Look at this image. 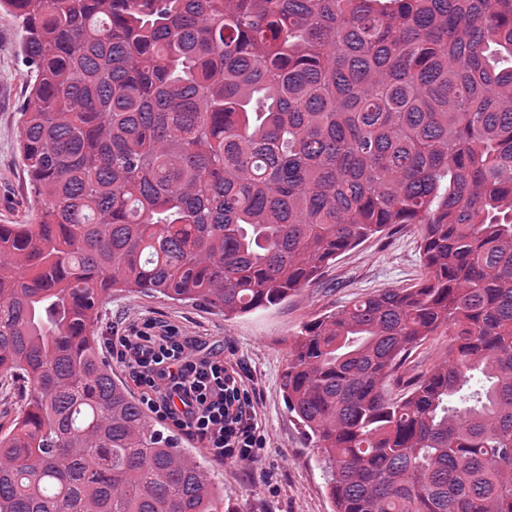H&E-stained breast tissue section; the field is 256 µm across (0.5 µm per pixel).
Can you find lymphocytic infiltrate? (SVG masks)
<instances>
[{"mask_svg": "<svg viewBox=\"0 0 512 512\" xmlns=\"http://www.w3.org/2000/svg\"><path fill=\"white\" fill-rule=\"evenodd\" d=\"M107 343L155 420L199 441L213 460L255 463L263 445L256 411L241 374L223 358L203 353L178 327L151 319L114 330Z\"/></svg>", "mask_w": 512, "mask_h": 512, "instance_id": "lymphocytic-infiltrate-1", "label": "lymphocytic infiltrate"}]
</instances>
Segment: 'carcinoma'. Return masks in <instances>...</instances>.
<instances>
[{
  "label": "carcinoma",
  "mask_w": 512,
  "mask_h": 512,
  "mask_svg": "<svg viewBox=\"0 0 512 512\" xmlns=\"http://www.w3.org/2000/svg\"><path fill=\"white\" fill-rule=\"evenodd\" d=\"M38 221L0 226V512H224L101 361L99 308L235 317L402 224L426 274L288 339L334 512H512V0H0ZM437 365L399 370L432 337ZM17 387L14 389L1 388L0 384V432L7 431L20 409V400L17 396Z\"/></svg>",
  "instance_id": "carcinoma-1"
}]
</instances>
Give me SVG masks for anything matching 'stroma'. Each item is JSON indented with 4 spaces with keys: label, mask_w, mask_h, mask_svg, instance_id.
Returning <instances> with one entry per match:
<instances>
[{
    "label": "stroma",
    "mask_w": 512,
    "mask_h": 512,
    "mask_svg": "<svg viewBox=\"0 0 512 512\" xmlns=\"http://www.w3.org/2000/svg\"><path fill=\"white\" fill-rule=\"evenodd\" d=\"M17 19L0 11V224H24L35 215V196L19 155L22 107L28 96L19 52ZM420 227L406 225L389 237L372 238L340 255L322 277L280 305L224 318L208 307L151 293L112 296L102 307L99 336L132 319H154L199 337L205 352L223 355L238 369L266 440L249 469L212 463L224 484V512H333L321 455L289 415L281 374L287 341L314 318L355 296L405 287L423 276L418 254Z\"/></svg>",
    "instance_id": "1"
}]
</instances>
